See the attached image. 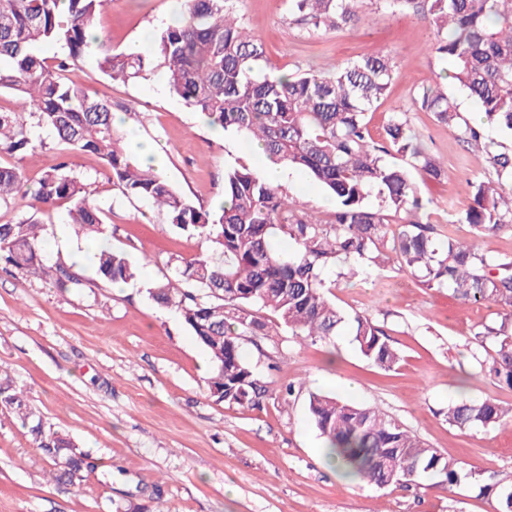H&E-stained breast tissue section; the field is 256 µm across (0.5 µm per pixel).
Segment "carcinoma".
<instances>
[{
    "label": "carcinoma",
    "mask_w": 512,
    "mask_h": 512,
    "mask_svg": "<svg viewBox=\"0 0 512 512\" xmlns=\"http://www.w3.org/2000/svg\"><path fill=\"white\" fill-rule=\"evenodd\" d=\"M66 2L65 11L59 10ZM107 0H0V91L17 96V110L0 109V153L33 152L25 116L47 126L55 141L76 154L99 156L113 186L127 199L146 200L190 238L215 245L209 257H172L177 280L148 288L158 305L175 310L207 351L213 373L207 379L218 401L261 407L269 387L243 358L244 336H269L271 326L256 309L273 313L277 325L294 336L329 340L347 327L359 352L383 370L401 361L387 333L372 319L347 315L331 298L326 274L339 264L368 260L381 275L406 270L428 288H447L462 303H491L501 322L482 338L499 342L488 366L499 384L512 389V256L479 250L476 241L512 229V151L494 147L484 132L494 127L512 134V0H373L376 8L413 13L432 32L429 48L451 63L416 91L413 106L433 114L481 154L489 177L468 182L470 203L456 222L470 228L471 241L448 233L432 237L422 221L423 204L411 170L434 180L447 168L412 133L406 111L391 112L382 141L372 138L367 112L387 93L393 58L376 50L330 73H283L263 44L233 16L234 0H183L180 19L157 31L141 53L102 50L90 37ZM294 22L315 30L352 29L361 21V0H290ZM58 44L65 56L54 63L38 54ZM95 56L99 70L124 83L167 70L171 94L200 112L207 123L244 135L283 168L307 173L335 202L325 223L298 214L279 186L249 167L224 174V203L213 210L192 205L151 166L127 152L124 134L113 122L112 103L69 82L68 61ZM474 101L480 116L462 117L448 97L446 82ZM87 183L68 163L44 171L36 189L24 188L22 173L0 166V206L24 209L70 204L72 222L88 234L106 231L104 211L90 202ZM408 219L393 234L391 254L383 253L388 217ZM43 225L31 217L0 224V261L44 276L60 287L80 279L66 265L44 262ZM290 239L284 254L275 242ZM97 277L108 284L127 282L137 269L110 247L95 254ZM0 407L14 411L32 444L51 465V478L75 485L89 467L86 455L46 425L36 408L0 375ZM310 417L325 441V454L348 473L379 487L409 486L421 480L454 487L461 466L447 459L379 408L312 393ZM512 419V407L496 402L461 401L448 406V423L459 428L489 427ZM496 496L497 512H512V485L484 486Z\"/></svg>",
    "instance_id": "obj_1"
}]
</instances>
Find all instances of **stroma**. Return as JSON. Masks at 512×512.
Wrapping results in <instances>:
<instances>
[{
    "label": "stroma",
    "mask_w": 512,
    "mask_h": 512,
    "mask_svg": "<svg viewBox=\"0 0 512 512\" xmlns=\"http://www.w3.org/2000/svg\"><path fill=\"white\" fill-rule=\"evenodd\" d=\"M235 9L270 61L288 73H329L376 49L393 56L387 95L367 115L369 131L380 138L391 112L407 110L412 131L448 168L441 181L414 172L422 218L440 236L469 238L468 225L455 218L484 162L448 126L412 105L414 90L444 67L429 50L431 34L419 18L383 14L366 2L353 30L309 33L291 24L289 0H237ZM180 10L181 0H108L97 30L108 47L125 50L144 31L173 23ZM66 76L125 113L128 139L154 144L157 167L195 206L210 209L222 198L231 165L263 169L250 141L210 127L169 95L163 69L123 84L84 58L72 62ZM34 135L43 142L34 153L0 155V164L18 168L31 186L62 160L47 128H35ZM73 164L92 176L95 199L111 203L109 242L137 263L138 277L122 288L97 286L88 250L101 243L71 223L64 205L38 210L36 218L47 240L66 236L78 244L82 284L61 289L25 270H0V369L90 462L78 485L55 483L27 428L0 408V512H132L155 496L162 512H494L493 496L481 488L491 479L512 482V422L461 430L447 413L461 398L512 405V390L485 369L495 344L475 338L498 322L496 306L462 303L406 271L376 276L360 267L337 278L333 299L387 332L402 356L396 370L362 357L349 332L324 342L282 328L242 341L245 360L272 382L273 396L256 409L216 401L206 387L205 350L174 310L147 293L171 275V256L191 259L213 253V246L179 234L148 202L118 200L97 156L80 155ZM283 188L302 215L328 220L334 203L305 174L294 173ZM313 393L379 407L460 462L469 479L450 489L380 488L347 476L325 456L308 411Z\"/></svg>",
    "instance_id": "obj_1"
}]
</instances>
